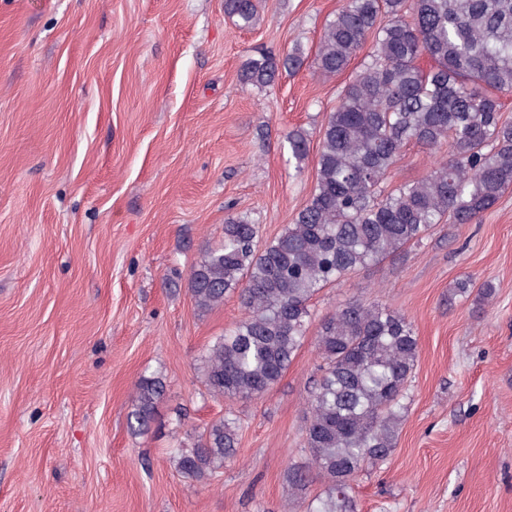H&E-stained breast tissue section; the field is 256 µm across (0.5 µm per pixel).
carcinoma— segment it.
I'll list each match as a JSON object with an SVG mask.
<instances>
[{"instance_id":"1","label":"carcinoma","mask_w":512,"mask_h":512,"mask_svg":"<svg viewBox=\"0 0 512 512\" xmlns=\"http://www.w3.org/2000/svg\"><path fill=\"white\" fill-rule=\"evenodd\" d=\"M258 8L259 0H224V14L242 28L255 25ZM367 44L362 69L319 129L316 184L292 224L260 248V225L229 214L220 245L190 272L198 309L234 294L242 308L204 358V383L216 398L255 400L280 380L326 285L420 244L444 221L480 222L512 187V122L500 98L512 94V0H345L324 25L317 68L339 74ZM302 65L298 48L262 53L240 81L268 87L279 70ZM411 141L446 152L424 178L385 190ZM287 142L302 163L310 133L292 130ZM316 350L304 435L310 466L288 468V484L302 491L314 473L326 495L304 512H356L352 483L396 446L418 340L399 311L352 301L322 320ZM163 393L160 377L140 378L132 427L149 429ZM238 429L235 418L216 419L192 446L171 449L170 461L204 481L233 457Z\"/></svg>"}]
</instances>
